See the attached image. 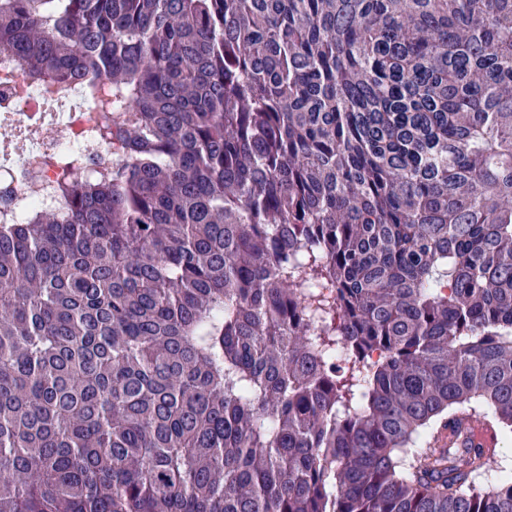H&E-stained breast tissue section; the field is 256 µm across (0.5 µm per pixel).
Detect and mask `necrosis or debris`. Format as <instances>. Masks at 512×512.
I'll use <instances>...</instances> for the list:
<instances>
[{"label":"necrosis or debris","mask_w":512,"mask_h":512,"mask_svg":"<svg viewBox=\"0 0 512 512\" xmlns=\"http://www.w3.org/2000/svg\"><path fill=\"white\" fill-rule=\"evenodd\" d=\"M39 85L38 79L23 74L11 52L0 53V112L11 115L15 124L34 130L17 161L0 165V187L10 190L15 198L14 205L0 207V224L17 223L19 207L53 205L54 197L46 184L54 179V171L41 172L38 180H31L28 161L39 154L67 155L78 141L80 125L75 112L60 110L51 113L48 121L34 122L41 102Z\"/></svg>","instance_id":"1"}]
</instances>
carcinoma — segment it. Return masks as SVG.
<instances>
[{"instance_id":"carcinoma-1","label":"carcinoma","mask_w":512,"mask_h":512,"mask_svg":"<svg viewBox=\"0 0 512 512\" xmlns=\"http://www.w3.org/2000/svg\"><path fill=\"white\" fill-rule=\"evenodd\" d=\"M2 50L89 148L0 224V512H512V0H0ZM510 435L512 439V434ZM510 435L509 437L502 438L500 440V443L496 447L498 451L497 461L499 463V469L492 471L491 474H489L488 476L484 475L482 477H479L477 481L481 486L488 488L491 484L496 483L498 480L501 479V473L506 468H508L509 471L503 472L502 476L506 477L509 475V472H511L512 477V445L511 447H508Z\"/></svg>"}]
</instances>
